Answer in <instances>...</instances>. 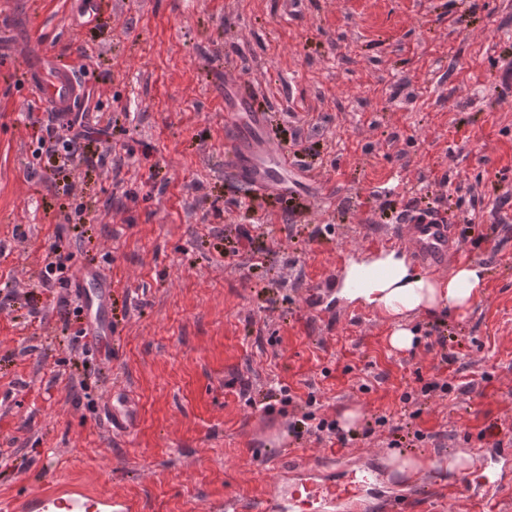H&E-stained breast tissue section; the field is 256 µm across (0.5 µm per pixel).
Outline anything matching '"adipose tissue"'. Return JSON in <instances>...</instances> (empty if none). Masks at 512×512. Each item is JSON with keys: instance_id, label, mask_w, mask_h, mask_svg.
Here are the masks:
<instances>
[{"instance_id": "1", "label": "adipose tissue", "mask_w": 512, "mask_h": 512, "mask_svg": "<svg viewBox=\"0 0 512 512\" xmlns=\"http://www.w3.org/2000/svg\"><path fill=\"white\" fill-rule=\"evenodd\" d=\"M485 279V268L472 262L458 264L448 277H433L392 251L350 261L336 295L378 313L390 326L391 348L405 351L416 341L413 317L443 310L465 317L480 300Z\"/></svg>"}]
</instances>
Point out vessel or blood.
Wrapping results in <instances>:
<instances>
[{"label": "vessel or blood", "instance_id": "obj_1", "mask_svg": "<svg viewBox=\"0 0 512 512\" xmlns=\"http://www.w3.org/2000/svg\"><path fill=\"white\" fill-rule=\"evenodd\" d=\"M29 93L54 112L72 111L84 92L81 75L54 55H40L28 67ZM265 117L254 111L248 97H238L224 109V160L234 173L257 190L288 195L297 171L293 156L264 139ZM379 246L408 250L428 271L446 269L460 252L455 227L411 211L379 239ZM329 279L308 284L305 305L314 315L324 312L323 290ZM484 473L481 494L469 502L468 512H496L494 505L512 489V436L488 437L471 450ZM365 474L350 458H308L290 451L287 464L279 465L259 512H370L381 503V512H410L420 489L455 500V482L430 484L417 481L414 488L385 485L367 488ZM0 512H134L130 502L108 494L93 493L54 476H46L34 492L9 500Z\"/></svg>", "mask_w": 512, "mask_h": 512}]
</instances>
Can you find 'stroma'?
<instances>
[{"mask_svg": "<svg viewBox=\"0 0 512 512\" xmlns=\"http://www.w3.org/2000/svg\"><path fill=\"white\" fill-rule=\"evenodd\" d=\"M82 2L0 0V502L52 469L139 512L248 508L283 448L328 453L291 423L356 406L350 450L391 455L388 428L366 431L382 415L427 433L411 455L458 494L415 512H465L475 469L452 476L448 459L485 422L512 431V209L492 212L512 193V0H109L93 24ZM36 45L93 51L74 115L109 128L88 150L126 146L120 172H60L38 153ZM240 89L267 139L297 155L288 200L250 196L224 166V96ZM412 198L475 214L461 258L486 268L466 318L414 321L423 337L448 326L467 386L414 420L400 396L446 375L439 357L392 350L367 308L336 299L320 318L304 305L339 252L375 253ZM79 209L84 222L66 223ZM58 237L74 278L47 288ZM96 272L112 282L102 354L59 308ZM280 387L292 404L265 413L257 398ZM116 394L137 412L125 433Z\"/></svg>", "mask_w": 512, "mask_h": 512, "instance_id": "stroma-1", "label": "stroma"}]
</instances>
